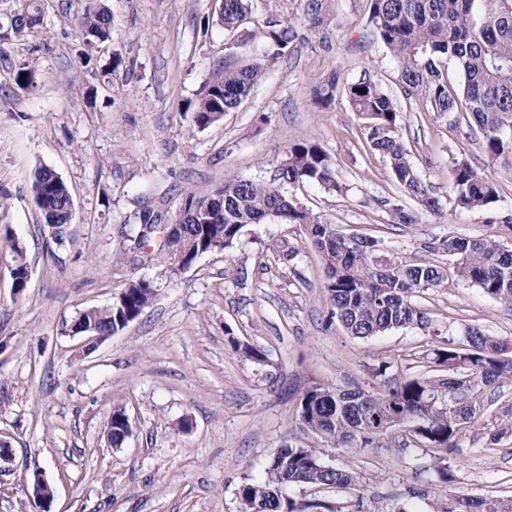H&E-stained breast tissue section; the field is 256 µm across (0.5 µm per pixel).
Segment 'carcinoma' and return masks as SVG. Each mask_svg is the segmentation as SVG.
Listing matches in <instances>:
<instances>
[{"instance_id": "carcinoma-1", "label": "carcinoma", "mask_w": 512, "mask_h": 512, "mask_svg": "<svg viewBox=\"0 0 512 512\" xmlns=\"http://www.w3.org/2000/svg\"><path fill=\"white\" fill-rule=\"evenodd\" d=\"M49 0H20L10 20L14 37L21 38L40 23ZM369 22L377 38L399 63V82L406 98L417 99L430 111L445 114L464 105L483 137L491 159L512 154V0H368ZM251 12L249 0H224L220 23L234 33ZM76 26L88 47L112 39V18L102 0L90 3ZM259 36L275 49L271 55L251 56L234 69H218L207 81L194 104V122L204 129L240 106L265 75L268 61L288 49L295 38L288 25L268 22ZM453 61L461 72L458 85L448 84L444 64ZM336 80L314 90L321 108L334 100ZM349 104L363 121L369 148L389 162L398 184L426 209L437 212L440 202L396 133L399 112L394 99L371 79L348 85ZM288 167L277 177L258 181L230 177L208 196L188 192L183 223L193 224V241L166 243L150 239L153 253L173 270L178 250L195 255L210 246L229 248L248 224L269 221L271 213L283 224L304 227L307 242L322 256L327 270L324 285L329 320L360 338L377 336L393 328L429 320L413 302L417 293L448 280L447 270L431 262L403 264L378 253L372 237L349 241L336 225L304 208L287 187L314 184L339 192L333 158L316 142L302 141L284 151ZM34 202L47 224L73 221L72 196L64 180L52 169L38 166L33 180ZM449 199L460 210H490L499 200L497 183L482 176L466 159L454 161ZM156 226L162 234L160 213L146 207L136 214L133 240L143 244L142 225ZM441 249L455 257L454 275L480 288L492 299L512 306V251L500 247L495 236L479 239L450 237ZM156 282L131 279L122 290V301L105 308H90L79 320L94 321L103 333L125 328L120 320L141 314L154 299ZM466 346L448 345L429 350L424 357L433 365L422 376L388 372L383 362L373 368L375 381L346 392L314 386L298 405L302 428L336 446L356 441L378 445L400 426L419 448L436 453L435 472L441 482L451 479L442 462L460 448L466 428L493 417L497 440L512 434V404L490 410L499 400L500 388L512 383V344L483 331L464 329ZM358 478L347 471L329 469L317 448L290 442L273 454L262 482L246 481L238 488L240 512H320V501L296 502L285 498L289 486H336L349 488ZM443 512H512V499L457 497Z\"/></svg>"}]
</instances>
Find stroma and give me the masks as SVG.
<instances>
[{
    "instance_id": "obj_1",
    "label": "stroma",
    "mask_w": 512,
    "mask_h": 512,
    "mask_svg": "<svg viewBox=\"0 0 512 512\" xmlns=\"http://www.w3.org/2000/svg\"><path fill=\"white\" fill-rule=\"evenodd\" d=\"M251 0V17L225 32L213 0H107L112 39L90 68L75 22L88 0H51L43 21L20 40L5 38L16 0H0V235L22 246L30 280L15 293L9 247L0 248V512H34V476L52 487L51 512H239L237 489L260 481L288 442L319 449L325 465L355 473L346 490L295 486V501L336 512H441L455 496L512 498V435L467 430L438 482L432 459L394 429L390 448L336 446L301 429L297 407L313 386L347 391L370 382L372 364L417 374L416 357L475 326L512 341V308L456 279L417 294L431 326L395 328L366 339L328 323L325 265L299 225L246 226L233 246L165 273L131 241L134 216L150 206L174 217L185 192L206 196L225 178L270 180L288 143L317 142L335 161L342 190L306 184L291 192L348 236L377 238L383 253L452 267L439 245L485 235L490 219L512 218V155L489 159L468 114L428 111L406 98L399 65L373 35L367 0ZM290 25L295 39L242 104L205 130L195 103L219 68L265 51L256 32ZM121 58L117 73L106 65ZM35 75L19 89L13 73ZM336 79L328 109L313 90ZM376 81L398 105L397 133L441 207L418 209L372 152L345 89ZM468 160L497 181L494 211H458L448 201L453 162ZM69 186L74 218L55 240L34 203L37 166ZM416 224L389 221L393 208ZM295 249L278 261L272 245ZM156 279L150 305L99 341L73 333L79 314L104 307L134 277ZM249 343L264 360L245 358ZM122 407L131 433L106 437Z\"/></svg>"
}]
</instances>
